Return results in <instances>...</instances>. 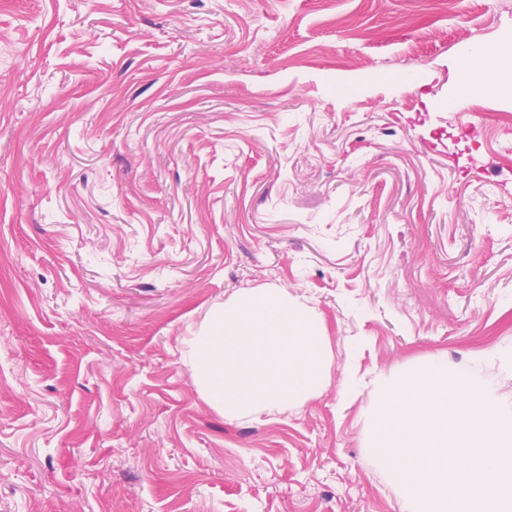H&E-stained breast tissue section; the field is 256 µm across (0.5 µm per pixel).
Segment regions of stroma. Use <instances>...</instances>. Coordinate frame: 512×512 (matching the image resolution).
<instances>
[{
  "mask_svg": "<svg viewBox=\"0 0 512 512\" xmlns=\"http://www.w3.org/2000/svg\"><path fill=\"white\" fill-rule=\"evenodd\" d=\"M483 42L512 0H0V512H402L383 385L512 401V95L450 103ZM267 288L327 373L231 420L185 352Z\"/></svg>",
  "mask_w": 512,
  "mask_h": 512,
  "instance_id": "1",
  "label": "stroma"
}]
</instances>
